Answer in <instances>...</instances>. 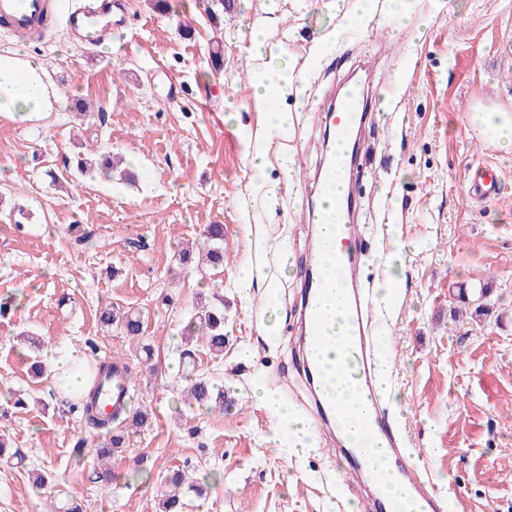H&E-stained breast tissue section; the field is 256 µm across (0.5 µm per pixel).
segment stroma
I'll return each mask as SVG.
<instances>
[{
	"label": "stroma",
	"mask_w": 512,
	"mask_h": 512,
	"mask_svg": "<svg viewBox=\"0 0 512 512\" xmlns=\"http://www.w3.org/2000/svg\"><path fill=\"white\" fill-rule=\"evenodd\" d=\"M235 3L121 0L110 44L59 28L27 45L65 105L25 123L0 115V434L21 455L0 460V512L70 497L85 512H151L177 469L199 486L184 512H350L365 498L325 426L316 453L286 454L288 415L312 402L290 333L323 158L312 106L363 67L369 87L394 93L361 126L354 188L372 229L364 276L383 281L392 264L406 278L379 316L393 419L451 512H512V150L468 122L480 105L512 111V0H375L358 29L334 0ZM258 32L274 55L252 53ZM269 83L287 85L278 106L292 115L274 134L258 97ZM259 146L258 172L248 152ZM104 151L130 162L134 182L78 173V158ZM482 159L500 167L503 193L480 206L467 176ZM212 224L224 227L223 265L179 267ZM257 269L262 280L239 288ZM204 303L224 307L220 358L184 341ZM107 307L141 313L140 339L104 327ZM56 348L132 368L131 406L148 421L122 424L109 483L90 478L108 435L32 369ZM193 379L222 389L223 409L187 405ZM33 470L46 489L32 488Z\"/></svg>",
	"instance_id": "35a3bbf8"
}]
</instances>
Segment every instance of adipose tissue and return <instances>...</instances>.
<instances>
[{"label": "adipose tissue", "instance_id": "1", "mask_svg": "<svg viewBox=\"0 0 512 512\" xmlns=\"http://www.w3.org/2000/svg\"><path fill=\"white\" fill-rule=\"evenodd\" d=\"M63 100L46 78L41 60L25 47L0 51V114L19 120L34 114L61 109ZM474 131L491 147L512 148V113L477 109L470 117ZM49 361L56 381L67 388L76 401L86 398L92 386V373L77 368L78 359L69 352L50 354Z\"/></svg>", "mask_w": 512, "mask_h": 512}]
</instances>
